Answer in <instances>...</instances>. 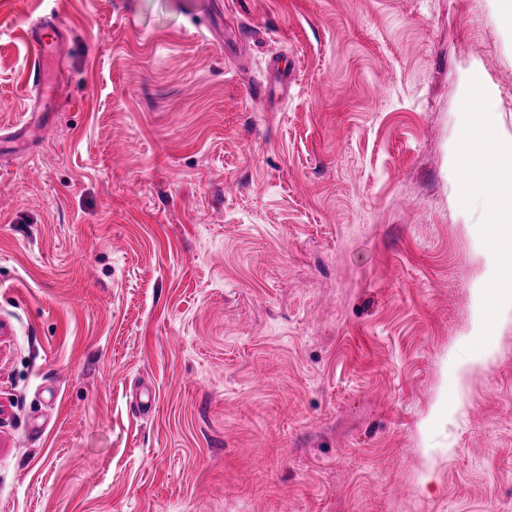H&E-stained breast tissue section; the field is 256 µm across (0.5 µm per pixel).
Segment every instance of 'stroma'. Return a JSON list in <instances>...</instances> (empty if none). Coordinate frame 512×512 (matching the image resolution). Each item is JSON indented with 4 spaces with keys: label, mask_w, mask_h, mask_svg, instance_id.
<instances>
[{
    "label": "stroma",
    "mask_w": 512,
    "mask_h": 512,
    "mask_svg": "<svg viewBox=\"0 0 512 512\" xmlns=\"http://www.w3.org/2000/svg\"><path fill=\"white\" fill-rule=\"evenodd\" d=\"M471 77L492 153L487 0H0V512H512V315L426 424L485 278ZM28 35L33 46L32 69L29 81H32L31 87L36 96H41L46 90V55L48 53L55 55L60 71L64 66L59 50L62 41V31L53 19L43 18L28 29ZM469 94L470 98L473 99L475 105L481 107L484 112L482 113L484 132L488 136L489 130L493 128V112L487 106L490 100V93L483 87L477 85L471 80L469 82Z\"/></svg>",
    "instance_id": "stroma-1"
}]
</instances>
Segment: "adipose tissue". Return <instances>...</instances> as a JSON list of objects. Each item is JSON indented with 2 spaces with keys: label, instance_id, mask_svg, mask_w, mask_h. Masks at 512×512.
I'll return each mask as SVG.
<instances>
[{
  "label": "adipose tissue",
  "instance_id": "adipose-tissue-1",
  "mask_svg": "<svg viewBox=\"0 0 512 512\" xmlns=\"http://www.w3.org/2000/svg\"><path fill=\"white\" fill-rule=\"evenodd\" d=\"M475 173L477 187L495 188L496 195L477 227L480 254L489 278L488 283L477 284L473 290L471 333L480 337L481 343L457 362L455 384L459 387L473 369L487 363L495 353L489 306H497L505 314L512 312V163L500 158L482 161Z\"/></svg>",
  "mask_w": 512,
  "mask_h": 512
}]
</instances>
